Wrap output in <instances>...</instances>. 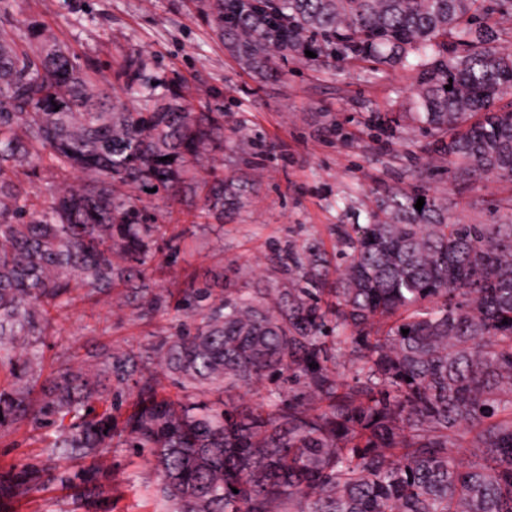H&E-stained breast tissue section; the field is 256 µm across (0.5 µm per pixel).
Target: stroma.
I'll list each match as a JSON object with an SVG mask.
<instances>
[{
  "label": "stroma",
  "instance_id": "35a3bbf8",
  "mask_svg": "<svg viewBox=\"0 0 512 512\" xmlns=\"http://www.w3.org/2000/svg\"><path fill=\"white\" fill-rule=\"evenodd\" d=\"M203 0H0V16L36 20L79 60H92L114 79L124 55L137 50L171 78L184 79L194 105L224 114V170L248 177V206L223 224L171 222L166 198H144L158 223L162 260L151 271L157 289L188 283L214 287L285 288L288 274L275 245L318 240L335 256L340 224H363L375 196L430 172L429 188L468 224L492 223L484 202L512 194V182L494 177L464 183L433 156L414 118L411 71L339 65L335 72L291 61L278 77L262 79L244 68L203 21ZM403 113L395 136L377 121ZM337 123L341 135L328 131ZM171 316L141 319L120 297L80 303L58 318L59 329L41 344L45 369L100 345L123 347L169 327ZM45 437L27 429L0 430V469L43 463ZM106 512H163L156 473L144 458L122 448L99 462ZM0 512H87L70 492L48 486L30 499L0 505Z\"/></svg>",
  "mask_w": 512,
  "mask_h": 512
}]
</instances>
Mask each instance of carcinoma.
Wrapping results in <instances>:
<instances>
[{
  "mask_svg": "<svg viewBox=\"0 0 512 512\" xmlns=\"http://www.w3.org/2000/svg\"><path fill=\"white\" fill-rule=\"evenodd\" d=\"M504 12L512 0H207L205 17L270 75L290 54L413 71L430 151L469 182L512 181ZM116 75L137 107L36 22L0 33V428L53 429L55 462L0 476V498L54 482L82 502L100 489L94 462L129 448L171 512H512V195L487 202L502 222L466 224L419 175L380 194L368 223L336 225L333 281L319 244H290L275 296L205 283L176 298L148 273L164 225L125 188L201 195L187 215L209 224L244 209L250 186L222 164L193 172L224 113L195 111L141 53ZM129 289L138 317L174 312L167 334L43 375L57 316ZM254 387L275 400H234ZM73 460L93 465L61 466Z\"/></svg>",
  "mask_w": 512,
  "mask_h": 512,
  "instance_id": "1",
  "label": "carcinoma"
}]
</instances>
